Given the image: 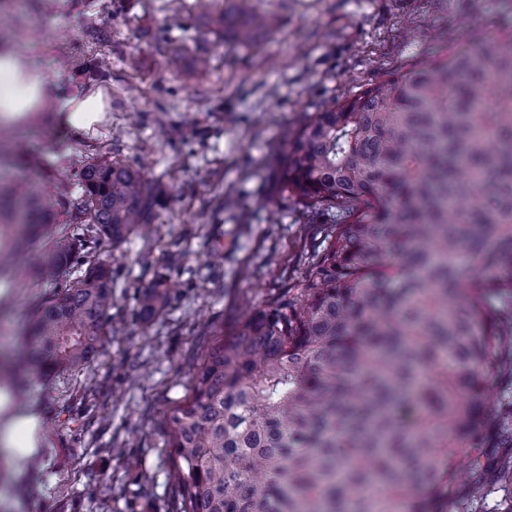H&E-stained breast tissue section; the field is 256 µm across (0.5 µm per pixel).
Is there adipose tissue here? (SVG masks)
<instances>
[{"mask_svg":"<svg viewBox=\"0 0 512 512\" xmlns=\"http://www.w3.org/2000/svg\"><path fill=\"white\" fill-rule=\"evenodd\" d=\"M50 94L44 77L10 49L0 50V119L23 121L28 115L43 110ZM110 107L103 89L76 91L58 101L55 112L74 131L89 136Z\"/></svg>","mask_w":512,"mask_h":512,"instance_id":"obj_1","label":"adipose tissue"}]
</instances>
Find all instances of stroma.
Listing matches in <instances>:
<instances>
[{"label": "stroma", "mask_w": 512, "mask_h": 512, "mask_svg": "<svg viewBox=\"0 0 512 512\" xmlns=\"http://www.w3.org/2000/svg\"><path fill=\"white\" fill-rule=\"evenodd\" d=\"M171 28V0H6L20 20L12 47L69 93L106 88L109 119L85 140L44 120L26 124L60 181L77 185L81 160L100 151L132 164L165 194L147 231L98 254L112 266L107 341L81 375L34 372L26 406L40 415L34 459L0 452L8 480L0 512H180L167 418L190 395L206 347L250 311L297 293L325 244L329 215L278 192L275 156L285 130L334 99L386 80L399 65L512 25V0H252L279 21L252 44L213 43L198 0ZM106 39L87 38L88 30ZM181 50L167 66L153 37ZM81 54L108 63L97 77L62 68ZM170 302L150 322L137 298L156 273ZM42 285L0 281V359Z\"/></svg>", "instance_id": "stroma-1"}]
</instances>
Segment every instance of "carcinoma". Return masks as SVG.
<instances>
[{
    "mask_svg": "<svg viewBox=\"0 0 512 512\" xmlns=\"http://www.w3.org/2000/svg\"><path fill=\"white\" fill-rule=\"evenodd\" d=\"M203 9L219 42L276 30L250 0ZM0 164L21 173L0 177V277L54 285L0 380L79 373L113 306L97 249L147 228L163 189L109 153L81 160L77 190L30 149ZM276 166L281 195L336 220L300 293L210 345L171 412L182 512H469L480 426L512 481V28L312 113ZM494 382L509 398L489 416Z\"/></svg>",
    "mask_w": 512,
    "mask_h": 512,
    "instance_id": "cac0c4a2",
    "label": "carcinoma"
}]
</instances>
